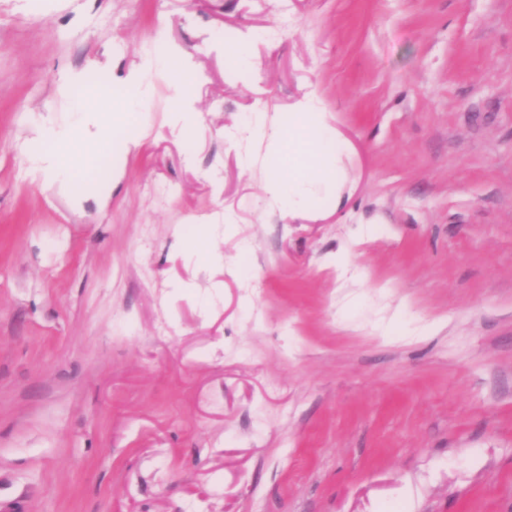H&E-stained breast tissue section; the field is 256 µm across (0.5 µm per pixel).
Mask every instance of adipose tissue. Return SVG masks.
I'll return each mask as SVG.
<instances>
[{
    "label": "adipose tissue",
    "instance_id": "1",
    "mask_svg": "<svg viewBox=\"0 0 512 512\" xmlns=\"http://www.w3.org/2000/svg\"><path fill=\"white\" fill-rule=\"evenodd\" d=\"M147 94L144 74H134L125 96L111 111H98L96 93H89L75 106L64 129L46 128L39 139L40 150L32 155L29 173L43 180H68L82 172L89 154V142L105 143L107 135L127 127V115ZM246 126L264 148L265 158L287 159L281 173L264 181L266 201L272 210L293 213L309 208L345 146L335 130L323 119L319 101L307 95L288 117L268 122L265 113L251 115Z\"/></svg>",
    "mask_w": 512,
    "mask_h": 512
}]
</instances>
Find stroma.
Wrapping results in <instances>:
<instances>
[{
  "instance_id": "obj_1",
  "label": "stroma",
  "mask_w": 512,
  "mask_h": 512,
  "mask_svg": "<svg viewBox=\"0 0 512 512\" xmlns=\"http://www.w3.org/2000/svg\"><path fill=\"white\" fill-rule=\"evenodd\" d=\"M160 34L111 198L28 177ZM310 93L342 203L283 217L244 118ZM192 502L512 512V0H0V512Z\"/></svg>"
}]
</instances>
